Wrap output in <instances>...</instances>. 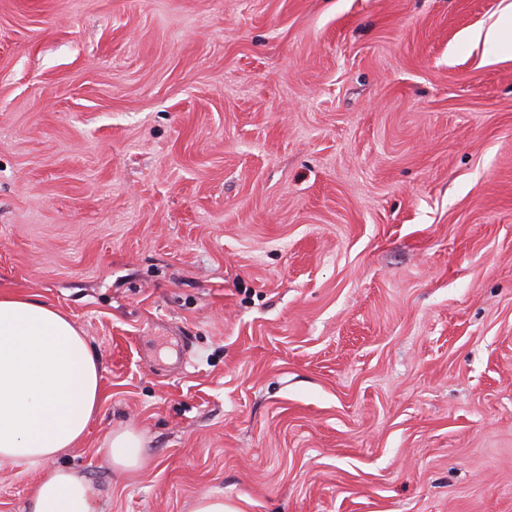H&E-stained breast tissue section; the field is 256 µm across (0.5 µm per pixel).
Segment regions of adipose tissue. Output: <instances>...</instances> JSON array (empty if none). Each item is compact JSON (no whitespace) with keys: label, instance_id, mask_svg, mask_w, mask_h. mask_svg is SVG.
<instances>
[{"label":"adipose tissue","instance_id":"1","mask_svg":"<svg viewBox=\"0 0 512 512\" xmlns=\"http://www.w3.org/2000/svg\"><path fill=\"white\" fill-rule=\"evenodd\" d=\"M102 398L99 357L63 310L0 293V462L44 465L27 512H97L98 492L53 459L87 434ZM116 477L142 461L140 435L125 429L105 445Z\"/></svg>","mask_w":512,"mask_h":512}]
</instances>
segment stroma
Masks as SVG:
<instances>
[{"mask_svg": "<svg viewBox=\"0 0 512 512\" xmlns=\"http://www.w3.org/2000/svg\"><path fill=\"white\" fill-rule=\"evenodd\" d=\"M509 13L0 0V291L100 359V512H512ZM116 477L123 478L136 470L142 461L144 443L140 435L130 429L113 433L105 445Z\"/></svg>", "mask_w": 512, "mask_h": 512, "instance_id": "stroma-1", "label": "stroma"}]
</instances>
